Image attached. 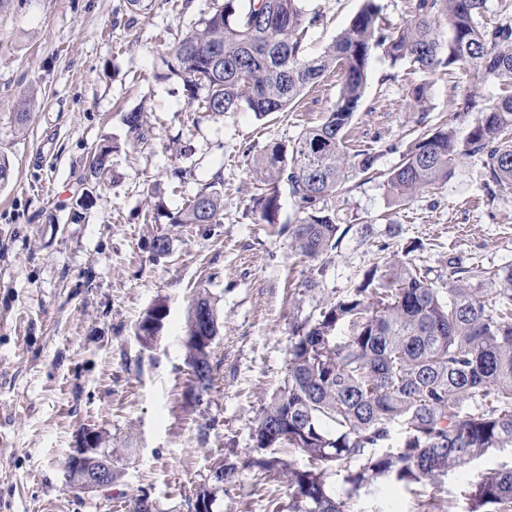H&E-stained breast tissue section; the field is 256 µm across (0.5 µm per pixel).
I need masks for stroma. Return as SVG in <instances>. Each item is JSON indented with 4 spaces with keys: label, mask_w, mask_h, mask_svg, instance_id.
<instances>
[{
    "label": "stroma",
    "mask_w": 512,
    "mask_h": 512,
    "mask_svg": "<svg viewBox=\"0 0 512 512\" xmlns=\"http://www.w3.org/2000/svg\"><path fill=\"white\" fill-rule=\"evenodd\" d=\"M213 0H11L0 12V155L13 181L0 189V512H129L146 494L159 512H188L213 467L242 465L261 409L283 385L291 327L323 301L354 288L374 263L410 258L429 279L448 280V256L489 270L512 266V194L492 196L478 159L464 157L438 192L402 202L385 173L401 161L418 118L449 114L454 90L482 103L500 80L439 69L391 66L374 54L348 150L380 151L379 178H355L328 207L344 234L319 288L305 291L308 264L295 259L289 228L296 211L280 197L279 221L259 223L249 208L263 185L254 159L266 144L292 145L335 102L328 74L297 106L259 117L247 108L214 117L192 102L162 57L207 16ZM324 22L309 31L316 55L346 28L363 0H303ZM427 99L416 104L415 85ZM26 101L29 116L14 112ZM142 109L151 128L134 140L124 115ZM121 145L100 186L89 163L102 140ZM182 178H173V170ZM224 177L218 223H168L201 184ZM80 221H72L73 211ZM170 240L153 256V237ZM418 243L408 252L410 243ZM216 299L219 369L202 399L190 391L183 345L188 306L199 291ZM158 299L169 315L143 347L138 319ZM129 445L121 478L104 491L71 487L65 462L81 428ZM512 468V447L497 448L444 478L456 500L465 480ZM287 498L281 481L255 482L244 470L226 484L215 512H268ZM421 495L383 484L364 490L360 512H419Z\"/></svg>",
    "instance_id": "35a3bbf8"
}]
</instances>
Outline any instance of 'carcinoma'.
<instances>
[{
  "label": "carcinoma",
  "instance_id": "carcinoma-1",
  "mask_svg": "<svg viewBox=\"0 0 512 512\" xmlns=\"http://www.w3.org/2000/svg\"><path fill=\"white\" fill-rule=\"evenodd\" d=\"M302 2L224 0L175 42L164 64L190 99L205 89L204 109L218 117L243 105L259 117L282 112L339 70L336 101L321 123L300 132L291 151L272 143L255 160L265 183L253 199L261 221L277 223L281 190L295 202V250L315 262L303 283L308 292L320 287L322 257L342 236L328 201L349 194L353 177L375 173L380 157L345 150L373 53L382 50L393 66L463 68L512 81V21L484 23L487 0H414L411 18L388 31L375 0H364L323 55L310 58L307 35L322 14L306 12ZM473 111L477 119L459 136L456 122ZM125 124L140 140L150 133L140 111L127 113ZM511 129L512 89L483 107L466 92L447 122L418 131L386 185L407 199L448 183L459 159L475 157L485 186L512 193ZM116 149L104 144L95 152L91 179L109 172ZM222 185L217 175L199 187L186 207L167 214L169 223H217ZM167 313L163 299L144 313L136 330L142 344L155 342ZM217 327L215 301L197 294L185 347L201 394L217 364L213 348L197 338ZM273 427L279 436L266 438ZM251 439L243 468L288 487V501L270 502L269 512H356L354 495L378 482L429 491L423 512H512L511 469L486 470L454 504L440 497L448 472L512 447V266L492 273L450 255L445 288L407 262L382 273L370 267L351 291L292 325L283 387L256 417ZM332 475L348 485L346 496L335 494Z\"/></svg>",
  "mask_w": 512,
  "mask_h": 512
}]
</instances>
